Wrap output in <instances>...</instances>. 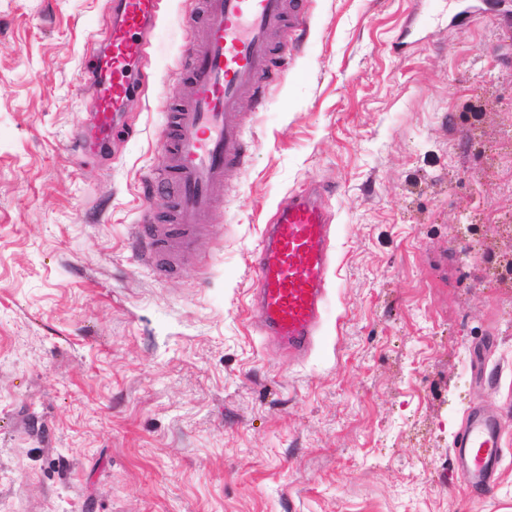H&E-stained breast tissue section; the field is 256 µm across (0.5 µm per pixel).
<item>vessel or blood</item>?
Here are the masks:
<instances>
[{"label": "vessel or blood", "instance_id": "b4317fda", "mask_svg": "<svg viewBox=\"0 0 512 512\" xmlns=\"http://www.w3.org/2000/svg\"><path fill=\"white\" fill-rule=\"evenodd\" d=\"M160 0H118L105 36V50L93 55L87 86L97 101L90 135L104 145L117 112L140 92L131 62L145 54ZM304 0H204L201 42L185 48L192 95L168 103L162 131L161 180L174 199L173 222L149 225L140 237L147 259L192 246L201 220L219 202L229 171L246 158L243 132L232 115L243 97L263 106L264 81L276 78L281 57L272 43L284 26H304ZM331 215L320 194H288L265 225L256 251L257 311L262 332L292 352L314 344L325 310L333 263ZM461 476L470 489L484 485L501 463V426L471 413L459 440Z\"/></svg>", "mask_w": 512, "mask_h": 512}]
</instances>
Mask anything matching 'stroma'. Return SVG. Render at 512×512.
<instances>
[{
  "label": "stroma",
  "mask_w": 512,
  "mask_h": 512,
  "mask_svg": "<svg viewBox=\"0 0 512 512\" xmlns=\"http://www.w3.org/2000/svg\"><path fill=\"white\" fill-rule=\"evenodd\" d=\"M193 0H162L142 85L106 149L81 150L84 64L107 0H0V512H512V21L424 32L442 0H308L246 163L165 274L141 224L166 223L168 98ZM324 190L335 263L321 337L292 359L252 313L261 233L289 193ZM502 426L491 483L453 450L470 407Z\"/></svg>",
  "instance_id": "stroma-1"
}]
</instances>
